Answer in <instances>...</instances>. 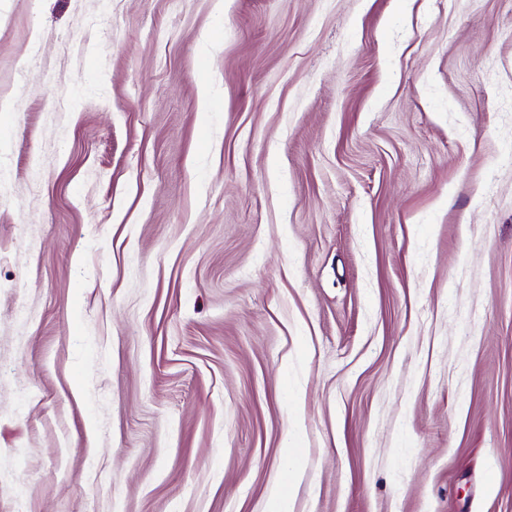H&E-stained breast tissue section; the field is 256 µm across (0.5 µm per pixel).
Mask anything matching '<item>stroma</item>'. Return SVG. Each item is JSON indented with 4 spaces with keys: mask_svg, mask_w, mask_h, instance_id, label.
<instances>
[{
    "mask_svg": "<svg viewBox=\"0 0 512 512\" xmlns=\"http://www.w3.org/2000/svg\"><path fill=\"white\" fill-rule=\"evenodd\" d=\"M0 171V512H512V0H0Z\"/></svg>",
    "mask_w": 512,
    "mask_h": 512,
    "instance_id": "1",
    "label": "stroma"
}]
</instances>
